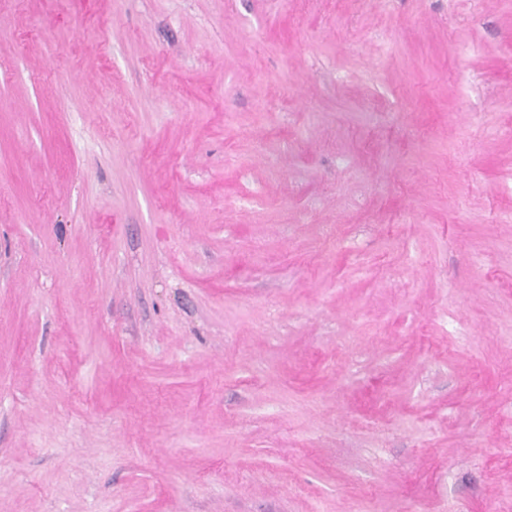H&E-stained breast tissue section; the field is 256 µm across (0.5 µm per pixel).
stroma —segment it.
Returning <instances> with one entry per match:
<instances>
[{
	"instance_id": "35a3bbf8",
	"label": "stroma",
	"mask_w": 512,
	"mask_h": 512,
	"mask_svg": "<svg viewBox=\"0 0 512 512\" xmlns=\"http://www.w3.org/2000/svg\"><path fill=\"white\" fill-rule=\"evenodd\" d=\"M0 512H512V0H0Z\"/></svg>"
}]
</instances>
